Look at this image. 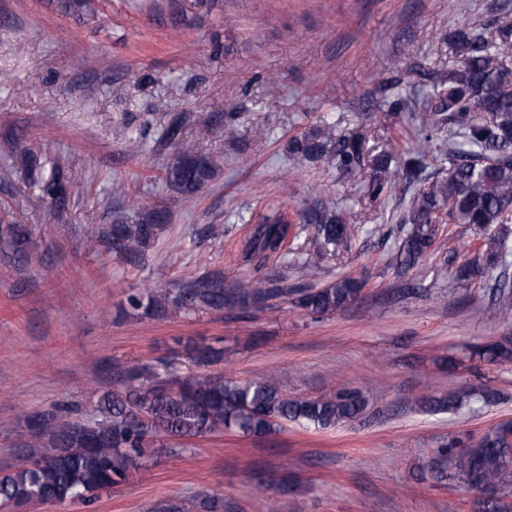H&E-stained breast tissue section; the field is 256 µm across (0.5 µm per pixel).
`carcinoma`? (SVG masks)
Segmentation results:
<instances>
[{
  "label": "carcinoma",
  "instance_id": "obj_1",
  "mask_svg": "<svg viewBox=\"0 0 512 512\" xmlns=\"http://www.w3.org/2000/svg\"><path fill=\"white\" fill-rule=\"evenodd\" d=\"M60 7L75 16L96 14L95 0H59ZM454 67L448 72L447 88L412 119L423 130L448 132V167L408 198L404 224L400 225L394 267L404 275L419 259L434 253L445 227L468 224L484 234L483 266L461 264L448 275V292L466 287L487 270H500L490 286L491 302L478 308L488 321L512 308V275L507 272L503 247L504 226L512 221V83H507L496 64V43L484 29L464 27L450 38ZM175 153L164 170L172 193L170 205L140 208L116 216L101 232L90 231L89 243H104L123 262L138 266L166 229L172 208L199 193L216 174V163L185 136L182 121L174 118L165 132ZM288 152L304 160L326 155L336 168L353 172L363 162L358 138L344 137L334 144L318 137H294ZM419 165H391L384 159L369 183L374 199L397 193L399 186L419 181ZM82 174L55 164L41 178L40 191L54 207L65 211L73 184ZM299 229L292 230L283 204L268 207L258 216L243 249V262L257 270L270 260L283 266L292 262L303 274L317 278L325 263L348 252L359 227L350 224L332 208L319 203L299 212ZM311 228L313 248L298 239ZM29 230L23 224H0V249L23 253ZM277 278L242 275L231 281L213 272L178 282L160 294H127L128 308L145 316L164 317L171 310L185 314L199 310L258 311L273 299L295 295L292 305L310 314H333L354 303L364 287L356 278L345 277L320 288L295 291L274 286ZM188 358L199 366L224 360V349L208 344L186 348ZM469 358L491 363L512 361V339L475 347ZM113 388L100 396L97 419L85 422L67 419L53 408L26 418L24 433L47 439L41 455L0 474V504L26 506L34 500L57 503L69 500L91 504L98 494L124 482L140 468L146 442L161 434L200 435L219 427L246 435L263 436L284 422H298L327 429L353 421L366 409V401L353 390L340 389L329 397L292 396L271 376L232 381L220 374L202 379L164 381L145 365L113 367ZM470 391L431 392L418 405L431 411H454L466 405ZM450 457L467 490L474 492V512H503L512 504V425L500 424L467 442L457 453L450 448L436 451L437 477H444L445 457ZM156 512H227L224 498H172L160 502Z\"/></svg>",
  "mask_w": 512,
  "mask_h": 512
}]
</instances>
